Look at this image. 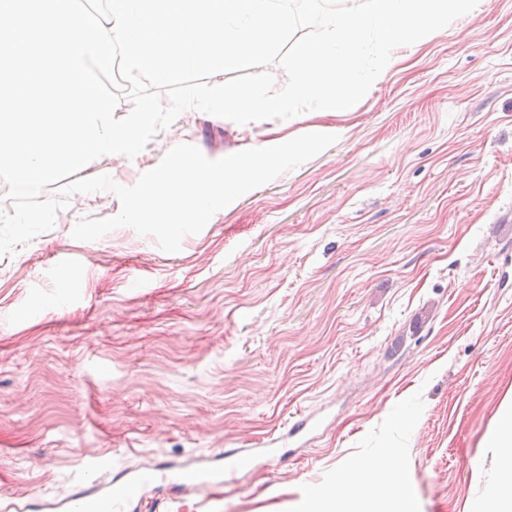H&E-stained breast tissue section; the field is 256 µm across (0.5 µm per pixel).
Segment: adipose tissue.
<instances>
[{
    "label": "adipose tissue",
    "mask_w": 512,
    "mask_h": 512,
    "mask_svg": "<svg viewBox=\"0 0 512 512\" xmlns=\"http://www.w3.org/2000/svg\"><path fill=\"white\" fill-rule=\"evenodd\" d=\"M379 497L393 500L399 512H416L399 449L389 448L377 457L338 468L335 484L310 491L305 512H319L323 500L335 505L336 512H356L357 505Z\"/></svg>",
    "instance_id": "adipose-tissue-1"
}]
</instances>
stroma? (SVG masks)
Masks as SVG:
<instances>
[{"label": "stroma", "instance_id": "1", "mask_svg": "<svg viewBox=\"0 0 512 512\" xmlns=\"http://www.w3.org/2000/svg\"><path fill=\"white\" fill-rule=\"evenodd\" d=\"M349 114L239 125L196 112L123 185L188 143L210 159L313 125L338 141L162 251L77 194L0 256V497L61 496L86 460L225 461L212 512H303L338 467L399 448L417 512H469L505 469L512 399V0L434 32Z\"/></svg>", "mask_w": 512, "mask_h": 512}]
</instances>
